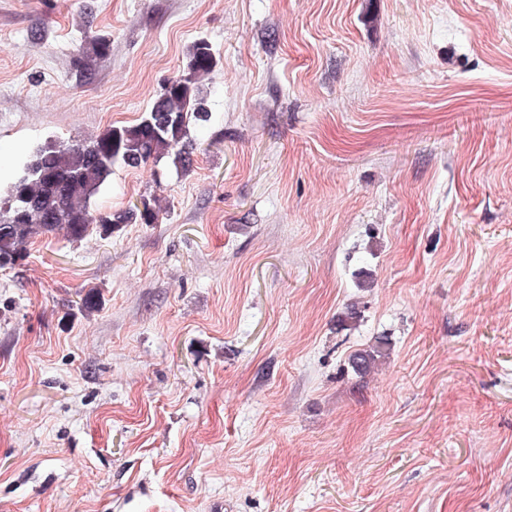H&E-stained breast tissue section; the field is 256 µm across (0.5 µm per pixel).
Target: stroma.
<instances>
[{
    "label": "stroma",
    "mask_w": 512,
    "mask_h": 512,
    "mask_svg": "<svg viewBox=\"0 0 512 512\" xmlns=\"http://www.w3.org/2000/svg\"><path fill=\"white\" fill-rule=\"evenodd\" d=\"M198 40L189 169L92 201L157 222L0 270V512H512V0H0V196ZM88 38L89 40L78 49L75 64L83 73L91 75L97 62L109 55L110 41L103 36ZM384 342L369 346L352 354L349 358L352 369L355 373L362 375L371 370L372 367L385 356L388 355L389 348Z\"/></svg>",
    "instance_id": "stroma-1"
}]
</instances>
